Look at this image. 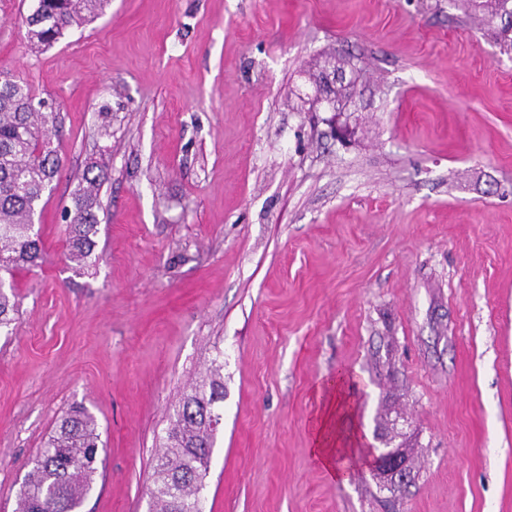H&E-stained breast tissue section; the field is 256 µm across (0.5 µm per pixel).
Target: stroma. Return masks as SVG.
Returning a JSON list of instances; mask_svg holds the SVG:
<instances>
[{
	"label": "stroma",
	"mask_w": 512,
	"mask_h": 512,
	"mask_svg": "<svg viewBox=\"0 0 512 512\" xmlns=\"http://www.w3.org/2000/svg\"><path fill=\"white\" fill-rule=\"evenodd\" d=\"M0 72L59 114L63 170L0 335V512L73 405L107 453L81 512H150L175 405L224 362L203 512H512V39L465 0H112ZM342 69L332 95L325 73ZM105 168L97 263L62 209ZM346 369L331 477L319 387ZM331 402L325 413L321 416L320 422L318 425L316 439L314 441L315 448H312V454L317 458V460L321 463L322 466L328 471V473L332 477L339 478V474L334 469L333 461H334V448H325L324 442L326 441L324 438V431L327 428L329 423V419L333 415V411L330 409ZM383 445L384 448H375L374 462L370 469L378 486L383 491H389L409 484L413 471L407 452L399 445H391V442Z\"/></svg>",
	"instance_id": "obj_1"
}]
</instances>
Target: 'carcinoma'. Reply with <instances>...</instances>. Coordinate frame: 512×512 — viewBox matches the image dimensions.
Here are the masks:
<instances>
[{"label": "carcinoma", "instance_id": "1", "mask_svg": "<svg viewBox=\"0 0 512 512\" xmlns=\"http://www.w3.org/2000/svg\"><path fill=\"white\" fill-rule=\"evenodd\" d=\"M110 0H35L26 17L27 36L38 49L51 47L74 26L102 16ZM488 21L512 15V0H488ZM27 86L0 78V332L18 319V305L5 290V276L35 267L44 258V242L34 216L45 192L62 168L55 146L56 117L44 111ZM103 172L87 168L65 207L64 256L84 268L91 264L102 205ZM224 365L214 363L175 407L154 467L155 512H198L210 449L224 402ZM95 417L82 408L65 413L30 460L17 494L16 512H78L92 489L101 447Z\"/></svg>", "mask_w": 512, "mask_h": 512}]
</instances>
